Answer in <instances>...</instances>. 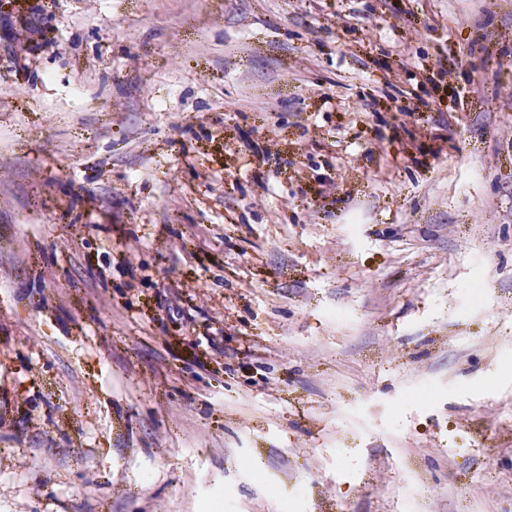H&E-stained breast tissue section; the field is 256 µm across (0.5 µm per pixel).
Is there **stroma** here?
Masks as SVG:
<instances>
[{
	"label": "stroma",
	"instance_id": "obj_1",
	"mask_svg": "<svg viewBox=\"0 0 512 512\" xmlns=\"http://www.w3.org/2000/svg\"><path fill=\"white\" fill-rule=\"evenodd\" d=\"M215 502L512 512V0H0V512Z\"/></svg>",
	"mask_w": 512,
	"mask_h": 512
}]
</instances>
